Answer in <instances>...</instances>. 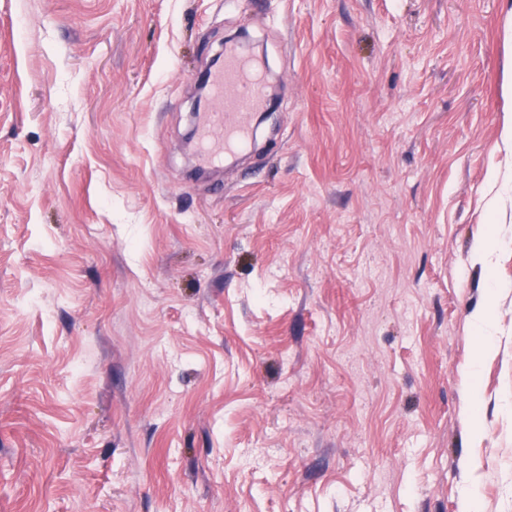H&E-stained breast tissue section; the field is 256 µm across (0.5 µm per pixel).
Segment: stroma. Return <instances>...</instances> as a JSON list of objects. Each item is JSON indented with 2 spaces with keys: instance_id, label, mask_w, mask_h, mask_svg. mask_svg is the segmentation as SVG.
Segmentation results:
<instances>
[{
  "instance_id": "stroma-1",
  "label": "stroma",
  "mask_w": 512,
  "mask_h": 512,
  "mask_svg": "<svg viewBox=\"0 0 512 512\" xmlns=\"http://www.w3.org/2000/svg\"><path fill=\"white\" fill-rule=\"evenodd\" d=\"M279 86L198 173L195 79ZM512 0H0V512H512Z\"/></svg>"
}]
</instances>
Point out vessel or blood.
Wrapping results in <instances>:
<instances>
[{"instance_id": "vessel-or-blood-1", "label": "vessel or blood", "mask_w": 512, "mask_h": 512, "mask_svg": "<svg viewBox=\"0 0 512 512\" xmlns=\"http://www.w3.org/2000/svg\"><path fill=\"white\" fill-rule=\"evenodd\" d=\"M210 102L198 117V160L214 166L248 149L254 113L267 105V87L257 66L235 45L224 49L222 64L208 77Z\"/></svg>"}]
</instances>
